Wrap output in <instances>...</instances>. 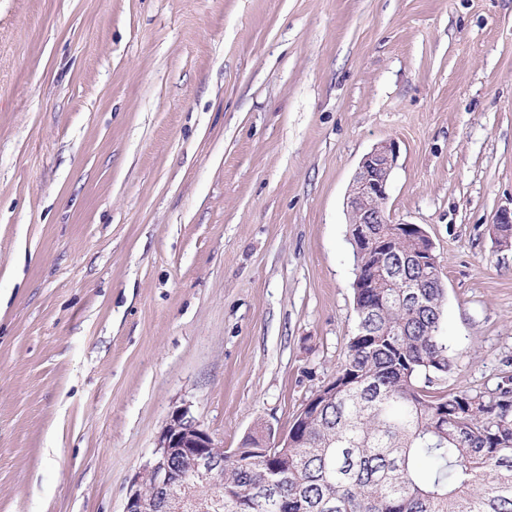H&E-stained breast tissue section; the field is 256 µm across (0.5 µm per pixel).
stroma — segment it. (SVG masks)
Listing matches in <instances>:
<instances>
[{
    "label": "stroma",
    "instance_id": "obj_1",
    "mask_svg": "<svg viewBox=\"0 0 512 512\" xmlns=\"http://www.w3.org/2000/svg\"><path fill=\"white\" fill-rule=\"evenodd\" d=\"M433 242L512 378V0H0V512H122L172 411L268 446L356 326L347 197ZM396 157L394 142H386L375 147L361 160L351 185L347 202L351 236L353 242L354 239L359 241L363 253L369 251L368 246L374 245L383 250H390L389 245L400 232L395 231L393 236H380L378 244H374L376 235L369 227L373 224L372 227L378 231L385 230L386 224H392L386 216V203L389 198V178Z\"/></svg>",
    "mask_w": 512,
    "mask_h": 512
}]
</instances>
